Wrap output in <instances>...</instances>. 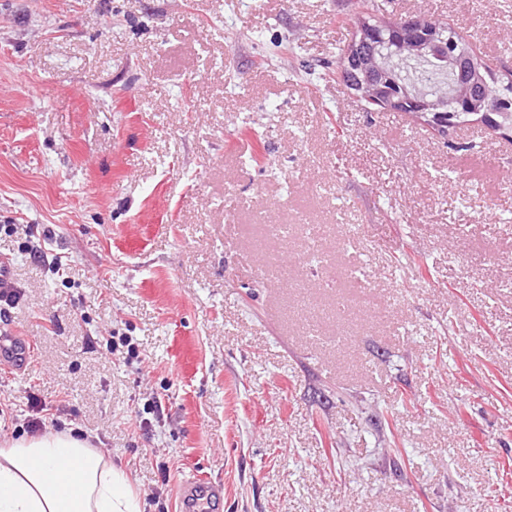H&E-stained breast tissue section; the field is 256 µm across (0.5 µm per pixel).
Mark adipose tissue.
I'll return each instance as SVG.
<instances>
[{
  "mask_svg": "<svg viewBox=\"0 0 512 512\" xmlns=\"http://www.w3.org/2000/svg\"><path fill=\"white\" fill-rule=\"evenodd\" d=\"M0 512H141L129 475L66 433L0 448Z\"/></svg>",
  "mask_w": 512,
  "mask_h": 512,
  "instance_id": "adipose-tissue-1",
  "label": "adipose tissue"
}]
</instances>
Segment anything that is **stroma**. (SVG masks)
<instances>
[{
	"label": "stroma",
	"mask_w": 512,
	"mask_h": 512,
	"mask_svg": "<svg viewBox=\"0 0 512 512\" xmlns=\"http://www.w3.org/2000/svg\"><path fill=\"white\" fill-rule=\"evenodd\" d=\"M379 2L512 71V0ZM359 7L0 0V443L33 391L143 512H512V141L322 80ZM180 512H217L224 508V484L210 477L193 475L179 485Z\"/></svg>",
	"instance_id": "stroma-1"
}]
</instances>
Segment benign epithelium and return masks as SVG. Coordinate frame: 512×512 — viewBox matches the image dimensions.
<instances>
[{
	"mask_svg": "<svg viewBox=\"0 0 512 512\" xmlns=\"http://www.w3.org/2000/svg\"><path fill=\"white\" fill-rule=\"evenodd\" d=\"M380 25L394 35L395 50L391 55L376 51L362 52V47L375 40L378 32L360 13L355 14L350 21L351 36L346 57L356 59L359 65L360 76L351 85L358 101L385 104L431 131L444 134L449 127L444 111V97L411 92L399 86L393 74L401 64L411 59L425 56L438 60L446 58L452 69H465L469 72V76H458L448 84V97L458 103L463 111L473 115L475 121L485 124L487 130L501 136L508 135V130L491 117L493 112L504 111L503 104L479 93L480 81L484 79L488 61L476 54L465 63L451 52L443 55L440 34L447 28V24L422 15L385 18Z\"/></svg>",
	"mask_w": 512,
	"mask_h": 512,
	"instance_id": "obj_1",
	"label": "benign epithelium"
}]
</instances>
